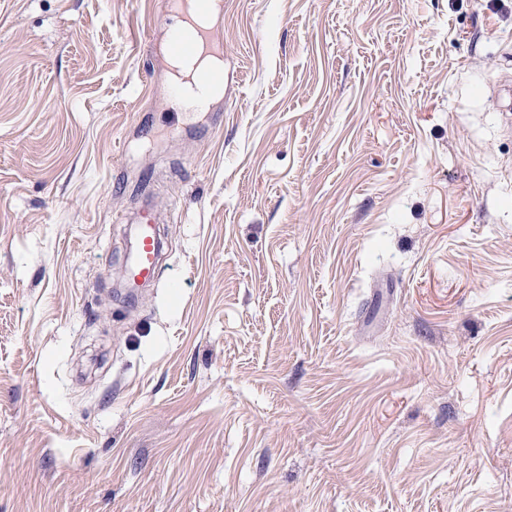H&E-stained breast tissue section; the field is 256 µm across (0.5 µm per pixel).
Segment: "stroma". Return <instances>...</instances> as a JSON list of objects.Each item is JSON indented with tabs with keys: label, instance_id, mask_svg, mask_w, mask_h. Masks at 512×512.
Returning a JSON list of instances; mask_svg holds the SVG:
<instances>
[{
	"label": "stroma",
	"instance_id": "obj_1",
	"mask_svg": "<svg viewBox=\"0 0 512 512\" xmlns=\"http://www.w3.org/2000/svg\"><path fill=\"white\" fill-rule=\"evenodd\" d=\"M171 16L0 0V512H512V0ZM176 25L184 23L183 13L179 12ZM210 48L219 46L211 28L201 23L190 21L187 25L170 26L166 31V53L172 59H181L193 56L200 46ZM214 61H217L210 53H206V55L199 60L197 57L194 60H185V61H175V66L179 70V73L184 78L190 79L185 82V97L182 99V106L185 109H203L205 108L211 99L217 97L214 96L218 92V90L213 89V87L224 86L228 83V72L226 71V67L216 66V67H202L196 72V80L204 85H207L211 88H198L195 87L191 81V75L194 68V65L198 62L202 64H209ZM157 206L145 210L140 218L141 231L138 238L135 262L130 268L129 275L134 281H159L164 266L159 259V240L154 224Z\"/></svg>",
	"mask_w": 512,
	"mask_h": 512
}]
</instances>
